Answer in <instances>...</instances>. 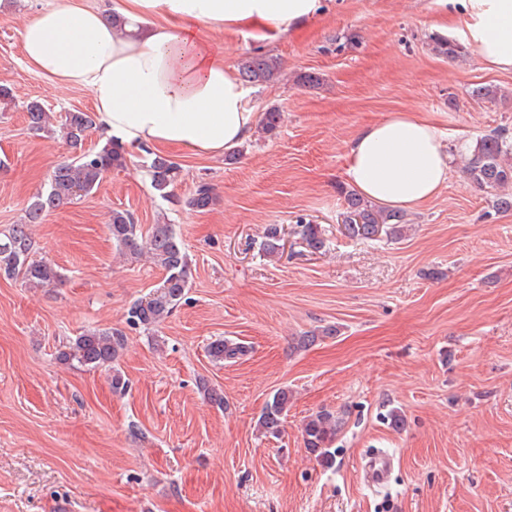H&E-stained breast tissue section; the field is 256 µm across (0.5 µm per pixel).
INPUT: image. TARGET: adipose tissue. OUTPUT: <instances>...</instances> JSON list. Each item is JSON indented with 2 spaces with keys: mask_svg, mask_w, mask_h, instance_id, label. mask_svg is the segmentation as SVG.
<instances>
[{
  "mask_svg": "<svg viewBox=\"0 0 512 512\" xmlns=\"http://www.w3.org/2000/svg\"><path fill=\"white\" fill-rule=\"evenodd\" d=\"M483 67L512 71V0H448ZM325 0H120L131 37L85 0H62L20 32L27 65L53 83L90 91L106 138L132 149L175 147L217 157L254 134L248 88L202 27L276 42L320 17ZM450 155L427 118L398 112L364 126L347 150L346 180L365 199L414 209L448 180Z\"/></svg>",
  "mask_w": 512,
  "mask_h": 512,
  "instance_id": "1",
  "label": "adipose tissue"
}]
</instances>
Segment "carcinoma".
<instances>
[{
    "mask_svg": "<svg viewBox=\"0 0 512 512\" xmlns=\"http://www.w3.org/2000/svg\"><path fill=\"white\" fill-rule=\"evenodd\" d=\"M278 73L277 59L266 53H253L240 62V75L247 83H270L277 79ZM24 111L31 130L37 133L52 131L50 113L39 101L26 103ZM280 120L279 112H266L259 124L260 132L267 137L276 134ZM94 125L93 116L80 110L66 113L61 121L60 132L74 150V156L53 168L49 189L35 196L25 210L23 221L0 232L1 274L18 277L32 288H47L61 281V274L54 264L35 258L30 226L43 223L49 213L91 193L108 172L125 167L127 151L119 143L110 140L99 150L83 148L88 132ZM149 169L152 188L162 198H169L181 174V167L174 161L157 156L152 159ZM464 170L471 184L495 192L493 208L496 211H512V193H500V190L512 185V136L508 135L507 130H498L476 140L467 153ZM344 197L346 206L340 214V224L348 237L366 240L376 239L382 233L393 238L402 235V212L379 207L352 190L344 191ZM216 201L214 188L207 182H201L188 198L187 206L206 210ZM107 228L123 255L132 259L146 251L164 273L152 293L134 302L128 310L129 326L152 331L187 300L191 288V268L183 243L171 224H154L148 233H142L140 225L126 210L112 211ZM298 234L311 250L318 251L324 247L325 241L318 225L301 224ZM261 249L268 256L280 250L278 225L267 227ZM124 345L123 331L95 329L69 340L59 350L57 359L65 364L76 362L89 370L111 373L112 391L123 395L127 391L128 381L114 368V364ZM209 352L219 361L234 360L244 355V346L216 339L210 343ZM290 402L291 397L286 389L277 390L266 402L258 420L264 434L272 437L280 435ZM337 427L334 413L328 410L318 412L304 424L305 448L317 459L325 463L331 461L335 456L332 445Z\"/></svg>",
    "mask_w": 512,
    "mask_h": 512,
    "instance_id": "1",
    "label": "carcinoma"
}]
</instances>
